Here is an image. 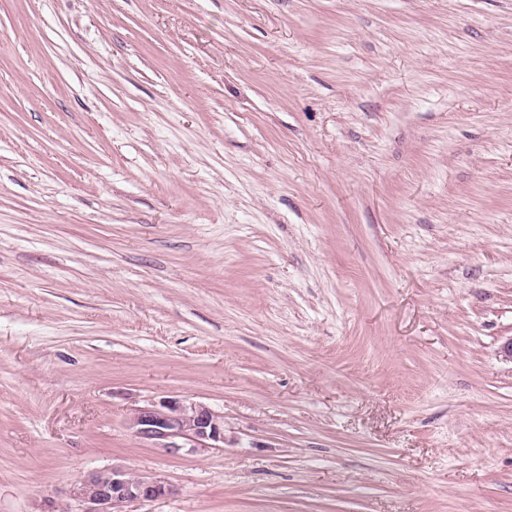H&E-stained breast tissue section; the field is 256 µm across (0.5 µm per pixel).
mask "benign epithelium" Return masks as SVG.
Segmentation results:
<instances>
[{"mask_svg":"<svg viewBox=\"0 0 512 512\" xmlns=\"http://www.w3.org/2000/svg\"><path fill=\"white\" fill-rule=\"evenodd\" d=\"M127 427L155 448L178 452L224 447V416L208 406L163 398L133 410ZM174 489L156 476H136L114 467L94 471L70 484L68 496L82 512H125L131 503L170 497Z\"/></svg>","mask_w":512,"mask_h":512,"instance_id":"7a95c632","label":"benign epithelium"}]
</instances>
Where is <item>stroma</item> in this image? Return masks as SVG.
<instances>
[{"label": "stroma", "instance_id": "obj_1", "mask_svg": "<svg viewBox=\"0 0 512 512\" xmlns=\"http://www.w3.org/2000/svg\"><path fill=\"white\" fill-rule=\"evenodd\" d=\"M511 337L512 0H0V512H512ZM127 427L154 448L173 452L222 448L225 442L223 415L202 403L177 398H163L134 409ZM175 490L156 476H136L112 467L88 473L70 484L68 496L82 506L81 512H127L131 503L170 497Z\"/></svg>", "mask_w": 512, "mask_h": 512}]
</instances>
